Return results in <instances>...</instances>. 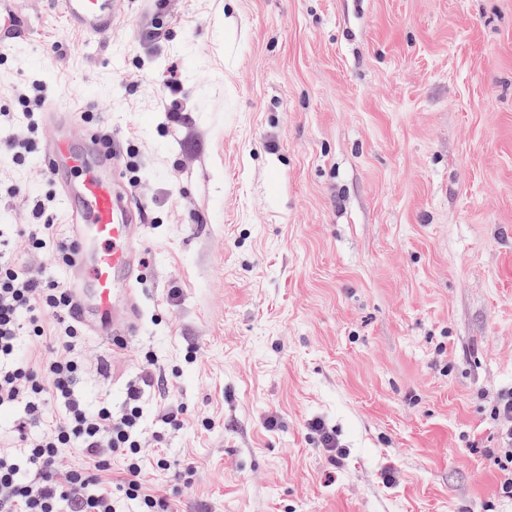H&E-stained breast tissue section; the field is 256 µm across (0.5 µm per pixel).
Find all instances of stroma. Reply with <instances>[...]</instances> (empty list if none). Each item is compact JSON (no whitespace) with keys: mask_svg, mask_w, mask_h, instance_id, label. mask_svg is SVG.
I'll return each mask as SVG.
<instances>
[{"mask_svg":"<svg viewBox=\"0 0 512 512\" xmlns=\"http://www.w3.org/2000/svg\"><path fill=\"white\" fill-rule=\"evenodd\" d=\"M25 8L0 140L37 85L135 148L138 329L79 391L140 385L149 455L182 407L172 512H512V0H128L101 41ZM43 146L0 153V224L66 235Z\"/></svg>","mask_w":512,"mask_h":512,"instance_id":"obj_1","label":"stroma"}]
</instances>
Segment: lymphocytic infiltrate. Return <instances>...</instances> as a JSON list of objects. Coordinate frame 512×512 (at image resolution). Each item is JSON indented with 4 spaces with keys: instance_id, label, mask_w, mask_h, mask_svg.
I'll return each instance as SVG.
<instances>
[{
    "instance_id": "obj_1",
    "label": "lymphocytic infiltrate",
    "mask_w": 512,
    "mask_h": 512,
    "mask_svg": "<svg viewBox=\"0 0 512 512\" xmlns=\"http://www.w3.org/2000/svg\"><path fill=\"white\" fill-rule=\"evenodd\" d=\"M17 235L32 248L48 250L59 266L72 262L73 238H61L51 224L0 225V410L22 407L15 438L22 453L0 450V512H119L125 501L137 512H170L166 498L142 480L146 462L170 470L162 451L145 458L141 446V389L130 386L122 412L109 401L88 409L78 393L83 365L74 351L84 330L70 315L67 288L21 265L7 251ZM47 338L60 351L31 362L19 351L20 337ZM82 457L80 467L61 470L62 449ZM121 477L108 480L112 457Z\"/></svg>"
}]
</instances>
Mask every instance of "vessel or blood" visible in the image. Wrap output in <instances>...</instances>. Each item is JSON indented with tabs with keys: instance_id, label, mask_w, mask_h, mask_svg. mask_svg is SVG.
<instances>
[{
	"instance_id": "b4317fda",
	"label": "vessel or blood",
	"mask_w": 512,
	"mask_h": 512,
	"mask_svg": "<svg viewBox=\"0 0 512 512\" xmlns=\"http://www.w3.org/2000/svg\"><path fill=\"white\" fill-rule=\"evenodd\" d=\"M126 0H60L69 24L104 39ZM45 151L52 167L80 174L63 182V198L76 202L71 212L77 248L71 264L74 319L97 336L120 346L137 328L135 284L142 266L138 232L143 208L129 192L112 186L109 172L119 154L105 153L96 136L70 113L50 109L44 126Z\"/></svg>"
}]
</instances>
